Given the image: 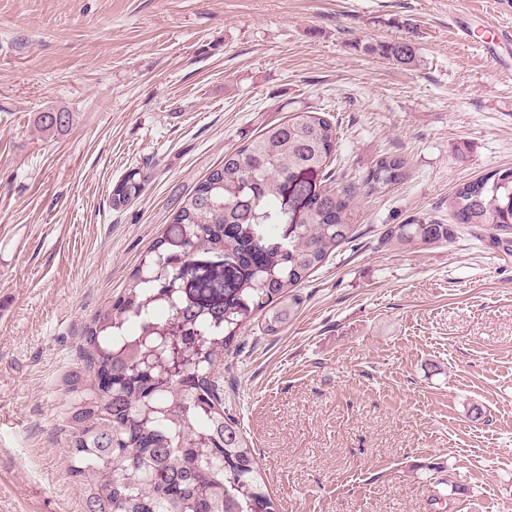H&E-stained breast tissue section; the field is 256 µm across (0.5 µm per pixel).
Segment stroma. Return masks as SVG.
Instances as JSON below:
<instances>
[{
	"instance_id": "obj_1",
	"label": "stroma",
	"mask_w": 512,
	"mask_h": 512,
	"mask_svg": "<svg viewBox=\"0 0 512 512\" xmlns=\"http://www.w3.org/2000/svg\"><path fill=\"white\" fill-rule=\"evenodd\" d=\"M511 28L512 0H0V512H84L65 379L86 325L174 199L299 108L338 123L358 228L224 372L280 512H512V255L449 207L512 166V50L482 49ZM393 40L416 65L360 49ZM50 108L73 114L52 137ZM386 153L407 177L367 194ZM130 167L145 188L113 208ZM413 216L450 238L388 239ZM72 120L71 112L60 109H49L48 111L39 112L34 119L39 131L54 134L66 131Z\"/></svg>"
}]
</instances>
